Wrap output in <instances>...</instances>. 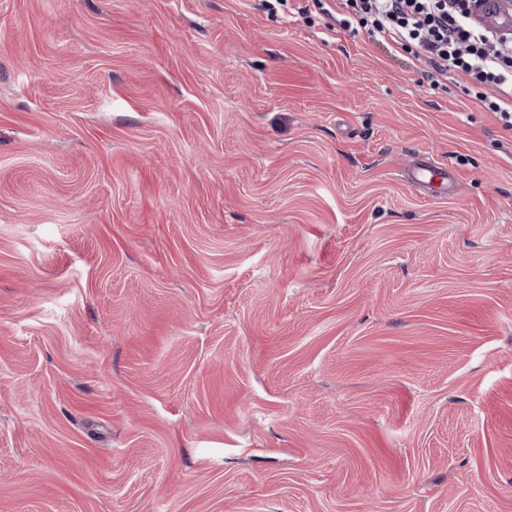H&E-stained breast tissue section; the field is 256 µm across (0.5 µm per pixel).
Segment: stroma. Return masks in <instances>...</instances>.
Here are the masks:
<instances>
[{"label":"stroma","instance_id":"obj_1","mask_svg":"<svg viewBox=\"0 0 512 512\" xmlns=\"http://www.w3.org/2000/svg\"><path fill=\"white\" fill-rule=\"evenodd\" d=\"M301 3L0 0V512H512V131ZM446 173L435 170L430 161L419 159L413 167L412 181L420 186L436 187L446 179Z\"/></svg>","mask_w":512,"mask_h":512}]
</instances>
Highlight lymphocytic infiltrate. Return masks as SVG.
Returning a JSON list of instances; mask_svg holds the SVG:
<instances>
[{"instance_id":"f902f5d3","label":"lymphocytic infiltrate","mask_w":512,"mask_h":512,"mask_svg":"<svg viewBox=\"0 0 512 512\" xmlns=\"http://www.w3.org/2000/svg\"><path fill=\"white\" fill-rule=\"evenodd\" d=\"M342 26L358 21L370 34L414 53L429 84L458 76L481 109L512 129V29L479 18L477 0H335Z\"/></svg>"}]
</instances>
